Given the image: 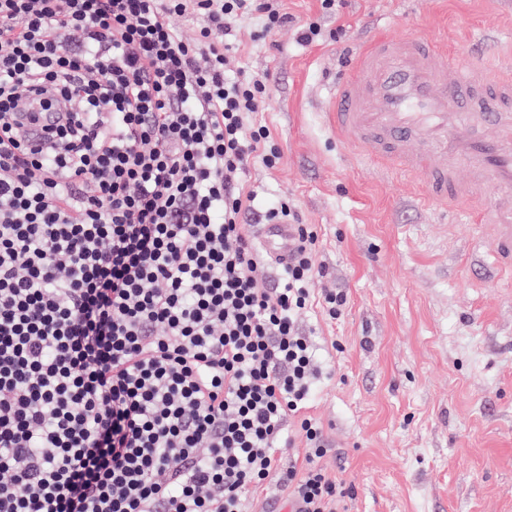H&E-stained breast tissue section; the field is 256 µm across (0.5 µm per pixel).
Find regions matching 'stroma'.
Segmentation results:
<instances>
[{
    "mask_svg": "<svg viewBox=\"0 0 512 512\" xmlns=\"http://www.w3.org/2000/svg\"><path fill=\"white\" fill-rule=\"evenodd\" d=\"M290 21L256 41L238 21L231 71L268 76L251 120L282 153L253 160L247 188L264 212L289 198L316 225L328 287L348 306L303 314L329 371L308 413L323 426L321 466L355 487L347 512H512V282L498 278L470 211L420 199L417 181L346 147L327 125L329 95L376 36L416 31L467 63L494 53L512 70V0H279ZM320 25L306 44L298 28Z\"/></svg>",
    "mask_w": 512,
    "mask_h": 512,
    "instance_id": "35a3bbf8",
    "label": "stroma"
}]
</instances>
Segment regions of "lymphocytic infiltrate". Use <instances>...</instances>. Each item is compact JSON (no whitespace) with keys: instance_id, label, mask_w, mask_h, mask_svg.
<instances>
[{"instance_id":"f902f5d3","label":"lymphocytic infiltrate","mask_w":512,"mask_h":512,"mask_svg":"<svg viewBox=\"0 0 512 512\" xmlns=\"http://www.w3.org/2000/svg\"><path fill=\"white\" fill-rule=\"evenodd\" d=\"M245 15L263 38L289 21L274 0H0V512H245L274 476L300 512H345L298 318L348 295L287 199L265 213L292 226L283 280L257 285L244 177L280 152L250 121L267 79L228 75ZM25 100L66 106L44 149Z\"/></svg>"}]
</instances>
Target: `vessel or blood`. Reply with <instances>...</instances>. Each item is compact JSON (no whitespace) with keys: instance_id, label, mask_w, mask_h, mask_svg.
I'll use <instances>...</instances> for the list:
<instances>
[{"instance_id":"1","label":"vessel or blood","mask_w":512,"mask_h":512,"mask_svg":"<svg viewBox=\"0 0 512 512\" xmlns=\"http://www.w3.org/2000/svg\"><path fill=\"white\" fill-rule=\"evenodd\" d=\"M326 117L347 146L421 177L428 203L472 208L496 269L512 278L511 73L480 59L459 65L446 45L414 32L379 37L337 81ZM492 190L497 200L483 203ZM291 235L285 223L261 227L281 262Z\"/></svg>"}]
</instances>
